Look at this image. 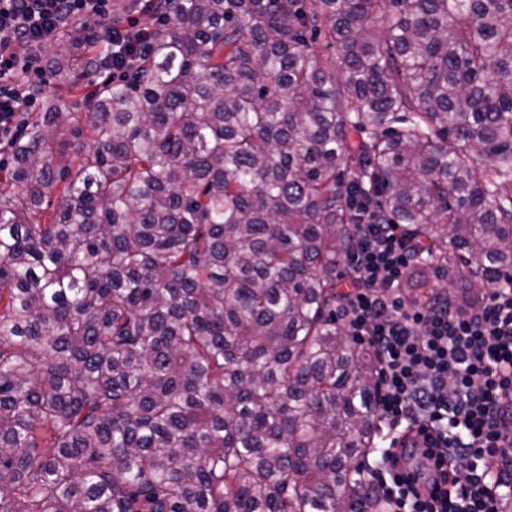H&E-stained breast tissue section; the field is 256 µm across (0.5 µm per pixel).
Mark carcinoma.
<instances>
[{
	"label": "carcinoma",
	"mask_w": 512,
	"mask_h": 512,
	"mask_svg": "<svg viewBox=\"0 0 512 512\" xmlns=\"http://www.w3.org/2000/svg\"><path fill=\"white\" fill-rule=\"evenodd\" d=\"M160 10L117 79L58 42L86 111L0 174V512H371L350 228L512 275V0Z\"/></svg>",
	"instance_id": "cac0c4a2"
}]
</instances>
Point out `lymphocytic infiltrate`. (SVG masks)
Returning a JSON list of instances; mask_svg holds the SVG:
<instances>
[{"mask_svg": "<svg viewBox=\"0 0 512 512\" xmlns=\"http://www.w3.org/2000/svg\"><path fill=\"white\" fill-rule=\"evenodd\" d=\"M79 20L95 21L106 39L116 29L112 0H0V145L23 136L44 53ZM420 256L398 225L371 220L355 225L346 256L339 317L378 356V426L425 441L381 448L378 493L387 512H498L512 494V452L503 446L512 432V281L478 296L411 299L402 285Z\"/></svg>", "mask_w": 512, "mask_h": 512, "instance_id": "lymphocytic-infiltrate-1", "label": "lymphocytic infiltrate"}]
</instances>
